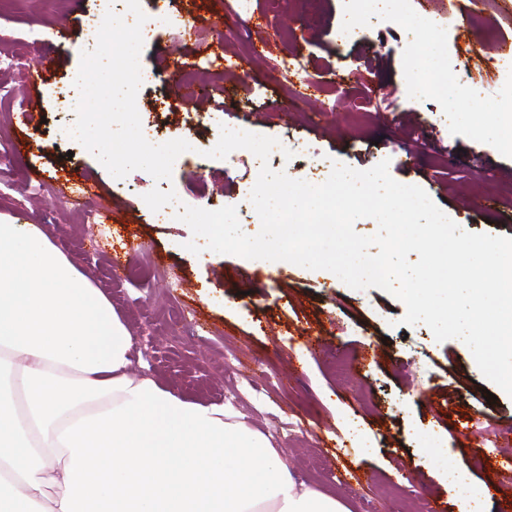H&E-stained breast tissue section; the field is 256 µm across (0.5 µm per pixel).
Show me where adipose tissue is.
Instances as JSON below:
<instances>
[{
    "label": "adipose tissue",
    "mask_w": 512,
    "mask_h": 512,
    "mask_svg": "<svg viewBox=\"0 0 512 512\" xmlns=\"http://www.w3.org/2000/svg\"><path fill=\"white\" fill-rule=\"evenodd\" d=\"M406 80L512 153L511 111L475 124L451 76ZM131 345L41 225L0 224V512H349L231 406L130 377Z\"/></svg>",
    "instance_id": "1"
}]
</instances>
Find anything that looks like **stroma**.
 Here are the masks:
<instances>
[{
    "mask_svg": "<svg viewBox=\"0 0 512 512\" xmlns=\"http://www.w3.org/2000/svg\"><path fill=\"white\" fill-rule=\"evenodd\" d=\"M193 9L205 19L223 18V28L205 23L186 38V19L174 11L140 55L141 68L157 78L139 89L136 106L142 122L158 126V143L184 128L210 150L221 124L244 125L282 146L298 145L272 168L314 185L328 175H312V157L357 170L386 159L396 181L424 189L466 231L512 238V154L473 137L467 125H445L444 105L434 96L384 112L359 107L369 92L398 95L407 70L420 65L448 71L468 92L461 105L472 120H490L512 104V74L489 69L475 50L491 26L512 46V0H407L414 28L361 20L354 42L340 52L336 29L347 0H317L310 12L302 0H193ZM101 12L100 0H18L0 10V38L12 53L11 65L0 64V87L14 93L0 111V149L12 153L11 165L0 166V220L42 225L88 271L131 333L133 374L149 371L190 401L231 405L270 437L300 480L350 512H431L437 504L457 512L455 488L426 461L422 431L441 438L488 493V512H512V472L489 462L512 452V397L502 393L487 404L494 385L468 347L436 341L426 326L404 325V304L378 288L354 290L285 261L192 253L190 227L160 222L143 200L153 188L172 187L188 206L236 207L243 232L257 234L256 210L239 203L257 181V157L229 169L209 159L195 173L177 163L171 182L158 183L142 170L112 178L94 155L77 152L67 133L76 115L60 111L58 96L79 70L73 47L84 42L87 19ZM66 20L73 31L64 41L58 30ZM49 48L57 64L37 70L39 50ZM175 49L210 85L206 98L180 97L168 83ZM214 53L238 59V68L206 67ZM290 54L302 55L307 72L327 88L297 108L291 80L277 70ZM217 110L223 121L211 120ZM26 140L37 141L38 150L17 152ZM35 167L44 173L40 198L21 179ZM77 181L92 187L83 205L110 222L79 223L65 196ZM460 197L469 208L456 206ZM117 255L130 268L154 265L155 278L116 277ZM173 311L185 314L193 334L169 322ZM372 346L377 359L362 366Z\"/></svg>",
    "mask_w": 512,
    "mask_h": 512,
    "instance_id": "1",
    "label": "stroma"
}]
</instances>
